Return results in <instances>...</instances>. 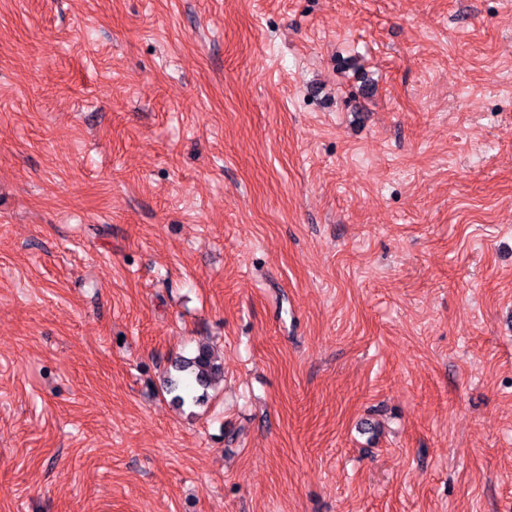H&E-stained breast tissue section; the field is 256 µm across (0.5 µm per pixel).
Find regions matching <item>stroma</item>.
Masks as SVG:
<instances>
[{
    "label": "stroma",
    "mask_w": 512,
    "mask_h": 512,
    "mask_svg": "<svg viewBox=\"0 0 512 512\" xmlns=\"http://www.w3.org/2000/svg\"><path fill=\"white\" fill-rule=\"evenodd\" d=\"M0 512H512V0H0ZM179 372H189L202 387L209 386L213 379L223 374V364L217 359L209 346L201 344L193 357L182 359L175 364Z\"/></svg>",
    "instance_id": "stroma-1"
}]
</instances>
